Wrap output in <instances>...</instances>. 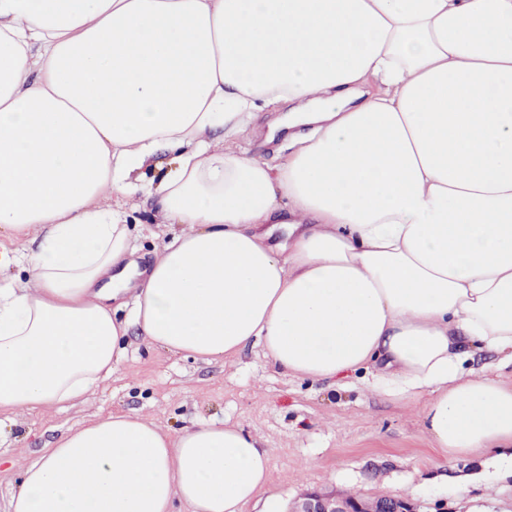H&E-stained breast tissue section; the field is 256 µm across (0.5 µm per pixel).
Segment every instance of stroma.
<instances>
[{
    "label": "stroma",
    "mask_w": 512,
    "mask_h": 512,
    "mask_svg": "<svg viewBox=\"0 0 512 512\" xmlns=\"http://www.w3.org/2000/svg\"><path fill=\"white\" fill-rule=\"evenodd\" d=\"M126 223L141 264L181 230L158 223L139 195ZM422 408L377 394L357 374L312 382L278 372L253 345L210 363L174 355L150 346L134 327L118 371L85 402L19 416L0 410V455L36 460L68 429L115 410L174 433L225 421L268 449L264 495L285 506L316 490L407 498L419 512H512V478L498 473L493 452L444 461L423 430Z\"/></svg>",
    "instance_id": "1"
}]
</instances>
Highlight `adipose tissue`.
<instances>
[{"mask_svg":"<svg viewBox=\"0 0 512 512\" xmlns=\"http://www.w3.org/2000/svg\"><path fill=\"white\" fill-rule=\"evenodd\" d=\"M287 102L281 165L230 148ZM138 193L181 227L144 274ZM35 227L0 288V409L84 400L136 324L185 357L365 373L424 401L444 459L512 473V388L466 366L512 369V0H0V236ZM270 470L239 426L112 412L23 466L10 509L244 512ZM34 236L35 233L32 232L26 237L10 240L1 237L2 259L6 258L10 261L8 274L18 277L22 282L27 280L26 267L28 256L36 249L38 243V240L33 241Z\"/></svg>","mask_w":512,"mask_h":512,"instance_id":"adipose-tissue-1","label":"adipose tissue"}]
</instances>
